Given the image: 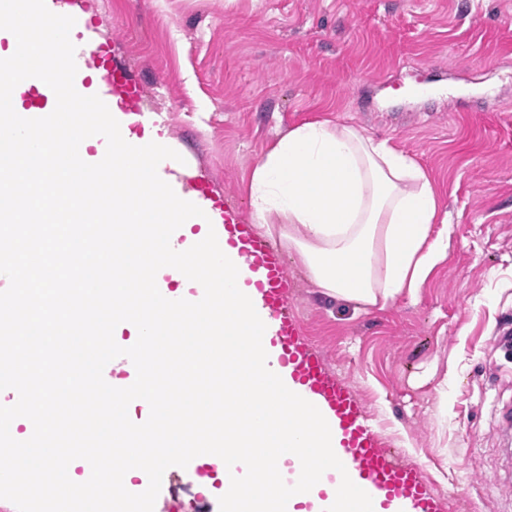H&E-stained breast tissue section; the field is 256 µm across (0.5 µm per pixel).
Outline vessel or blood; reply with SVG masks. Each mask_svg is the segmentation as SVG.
<instances>
[{"mask_svg":"<svg viewBox=\"0 0 512 512\" xmlns=\"http://www.w3.org/2000/svg\"><path fill=\"white\" fill-rule=\"evenodd\" d=\"M92 66L102 82L101 99L118 97L127 105L125 130L135 133L158 127L156 113L136 111L143 90L125 69L102 53L93 57ZM47 91L44 82L30 79L22 117L48 115L44 105ZM180 180L191 201L200 205L211 221L221 250L234 263L247 267L246 292L267 327L273 349L271 366L325 417L333 450L344 464L345 474L371 496L373 512H443V503L430 488L421 467L398 461L384 447L361 398L330 371L306 336L301 319L288 303L292 280L280 250L263 240L240 205L230 196L215 192L203 175L185 170ZM342 475L324 472L306 497L289 500L286 512H326L335 500Z\"/></svg>","mask_w":512,"mask_h":512,"instance_id":"1","label":"vessel or blood"}]
</instances>
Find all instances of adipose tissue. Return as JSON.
Segmentation results:
<instances>
[{"label":"adipose tissue","mask_w":512,"mask_h":512,"mask_svg":"<svg viewBox=\"0 0 512 512\" xmlns=\"http://www.w3.org/2000/svg\"><path fill=\"white\" fill-rule=\"evenodd\" d=\"M248 198L257 228L279 233L327 296L384 305L446 257L426 171L351 125L289 129L253 168Z\"/></svg>","instance_id":"ef3b65f1"}]
</instances>
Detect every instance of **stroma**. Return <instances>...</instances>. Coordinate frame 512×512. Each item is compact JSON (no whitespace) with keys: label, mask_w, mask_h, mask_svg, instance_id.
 Returning a JSON list of instances; mask_svg holds the SVG:
<instances>
[{"label":"stroma","mask_w":512,"mask_h":512,"mask_svg":"<svg viewBox=\"0 0 512 512\" xmlns=\"http://www.w3.org/2000/svg\"><path fill=\"white\" fill-rule=\"evenodd\" d=\"M186 169L246 205L288 129L351 124L423 167L448 256L384 307L324 296L286 253L289 305L378 433L452 512H512V0H72ZM470 102L456 111L453 98Z\"/></svg>","instance_id":"stroma-1"}]
</instances>
